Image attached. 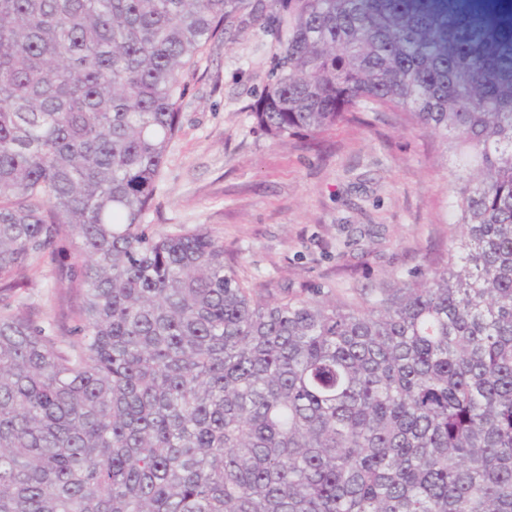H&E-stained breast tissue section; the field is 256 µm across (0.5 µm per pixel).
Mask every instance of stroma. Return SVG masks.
I'll use <instances>...</instances> for the list:
<instances>
[{
	"label": "stroma",
	"mask_w": 512,
	"mask_h": 512,
	"mask_svg": "<svg viewBox=\"0 0 512 512\" xmlns=\"http://www.w3.org/2000/svg\"><path fill=\"white\" fill-rule=\"evenodd\" d=\"M275 50L245 9L232 36L206 49L187 79L152 231L207 227L244 282L322 284L345 297L447 259L456 157L391 119L337 125L317 151L261 133L248 106ZM70 262L62 254L29 266L17 291L38 319L67 330L82 302Z\"/></svg>",
	"instance_id": "obj_1"
}]
</instances>
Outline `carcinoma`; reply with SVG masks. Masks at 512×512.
I'll use <instances>...</instances> for the list:
<instances>
[{
    "instance_id": "cac0c4a2",
    "label": "carcinoma",
    "mask_w": 512,
    "mask_h": 512,
    "mask_svg": "<svg viewBox=\"0 0 512 512\" xmlns=\"http://www.w3.org/2000/svg\"><path fill=\"white\" fill-rule=\"evenodd\" d=\"M256 128L388 114L461 164L457 249L356 298L255 288L147 217L241 8ZM69 245L56 335L16 275ZM0 512H512V28L466 0H0Z\"/></svg>"
}]
</instances>
